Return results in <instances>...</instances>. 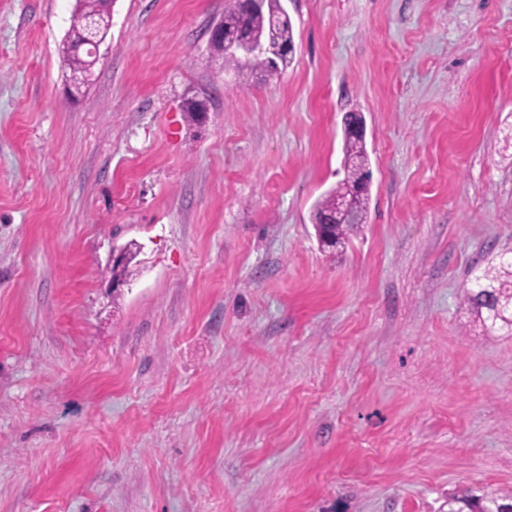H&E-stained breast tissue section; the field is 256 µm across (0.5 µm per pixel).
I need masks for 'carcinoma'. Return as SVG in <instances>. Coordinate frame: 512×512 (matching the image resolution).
I'll list each match as a JSON object with an SVG mask.
<instances>
[{"label":"carcinoma","mask_w":512,"mask_h":512,"mask_svg":"<svg viewBox=\"0 0 512 512\" xmlns=\"http://www.w3.org/2000/svg\"><path fill=\"white\" fill-rule=\"evenodd\" d=\"M112 0H76L72 13L71 29L83 26L86 19L93 17L97 20L102 32L107 33L111 27ZM280 0H264L255 10L244 9L239 4L224 13V28L239 32L243 36L261 42L267 46L264 53L255 54L249 58L232 55L224 49V41L212 39L210 47L213 54L233 64L245 76L260 73L265 78H273L281 74L291 63L294 53V31L290 18L279 20L272 25V19L278 14ZM64 67L69 70V79L76 90L89 85L93 76L96 60L83 54L76 53L68 44L62 46ZM343 178L336 186L322 195L314 204L311 212V223L316 234L334 240L335 246L345 244L351 234L355 233L367 221L369 194H352L364 176L369 164L365 140L362 138H347L343 148ZM351 199L357 212V223L351 224L346 217L336 213V199L339 197ZM125 261L112 266V279L130 281L135 276L136 258L139 247L131 242L125 245ZM484 289L471 285L465 291L464 303L489 331L505 330L512 335V318L503 319L495 325L486 320V310L489 303L504 301V293L512 290V264L500 259L494 265L479 273ZM507 509L512 506V492L484 491L477 495L470 490H464L448 498V508L454 512H486L494 504Z\"/></svg>","instance_id":"1"}]
</instances>
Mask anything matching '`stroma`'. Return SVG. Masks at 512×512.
Wrapping results in <instances>:
<instances>
[{"label": "stroma", "instance_id": "stroma-1", "mask_svg": "<svg viewBox=\"0 0 512 512\" xmlns=\"http://www.w3.org/2000/svg\"><path fill=\"white\" fill-rule=\"evenodd\" d=\"M232 2L114 0L73 97L75 0H0V512L512 490V336L461 298L512 250V0H286L272 79L211 53ZM349 112L369 213L324 250L310 213ZM62 57L64 67L70 73L69 79L76 86L75 89L80 91L81 88L88 87L97 61L83 53L73 52L67 43L62 46ZM124 247L126 251L125 261L122 264L112 265V280L129 282L135 276L139 247L135 242L128 243Z\"/></svg>", "mask_w": 512, "mask_h": 512}]
</instances>
